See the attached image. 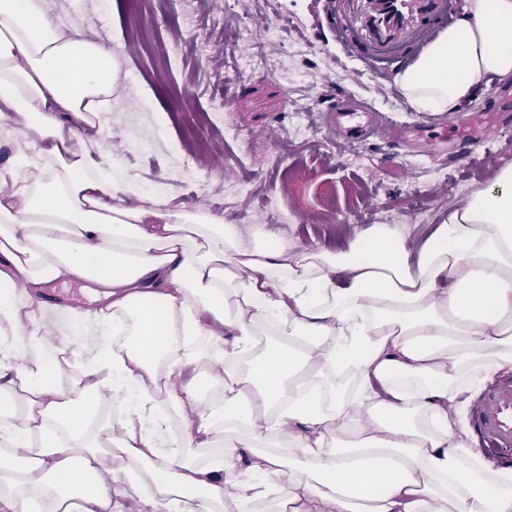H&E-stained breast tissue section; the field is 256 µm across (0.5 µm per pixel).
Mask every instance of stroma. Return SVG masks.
<instances>
[{
    "mask_svg": "<svg viewBox=\"0 0 512 512\" xmlns=\"http://www.w3.org/2000/svg\"><path fill=\"white\" fill-rule=\"evenodd\" d=\"M49 9L103 42L121 38L129 87L105 118V148L136 190L174 206L258 226L298 249L352 239L374 224L412 237L491 182L512 161V83L464 104L448 127L412 112L393 80L356 59L338 67L327 0H48ZM368 100L425 137L477 136L480 173L439 150L403 152L387 138L347 146L322 124L326 84ZM224 104V123L207 114ZM309 118L311 130L297 128ZM201 181L174 173L183 147Z\"/></svg>",
    "mask_w": 512,
    "mask_h": 512,
    "instance_id": "1",
    "label": "stroma"
}]
</instances>
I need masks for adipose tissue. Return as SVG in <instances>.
Segmentation results:
<instances>
[{
  "instance_id": "ef3b65f1",
  "label": "adipose tissue",
  "mask_w": 512,
  "mask_h": 512,
  "mask_svg": "<svg viewBox=\"0 0 512 512\" xmlns=\"http://www.w3.org/2000/svg\"><path fill=\"white\" fill-rule=\"evenodd\" d=\"M45 2L0 0V512H237L283 472L278 512H512L463 399L512 371V162L417 246L376 224L294 251L135 193L78 133L124 56ZM509 81L512 0H466L394 84L435 116ZM60 278L102 306L41 300ZM202 336L221 385L205 406ZM46 288H60L67 295V299L58 302L62 305H68L78 308H96L102 306L103 300L98 299L96 296V286L93 283L81 280L63 279L55 281L51 284L44 285L39 288L38 293L42 298L41 293ZM43 299V298H42Z\"/></svg>"
}]
</instances>
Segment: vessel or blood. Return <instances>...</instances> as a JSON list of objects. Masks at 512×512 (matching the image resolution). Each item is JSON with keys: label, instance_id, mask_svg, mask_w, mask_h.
<instances>
[{"label": "vessel or blood", "instance_id": "b4317fda", "mask_svg": "<svg viewBox=\"0 0 512 512\" xmlns=\"http://www.w3.org/2000/svg\"><path fill=\"white\" fill-rule=\"evenodd\" d=\"M338 37L345 56L362 63H398L448 25L451 0H339ZM326 125L336 138L365 140L399 132L393 117L367 112L353 99L333 98ZM473 425L483 446L512 459V384H496L480 397Z\"/></svg>", "mask_w": 512, "mask_h": 512}]
</instances>
